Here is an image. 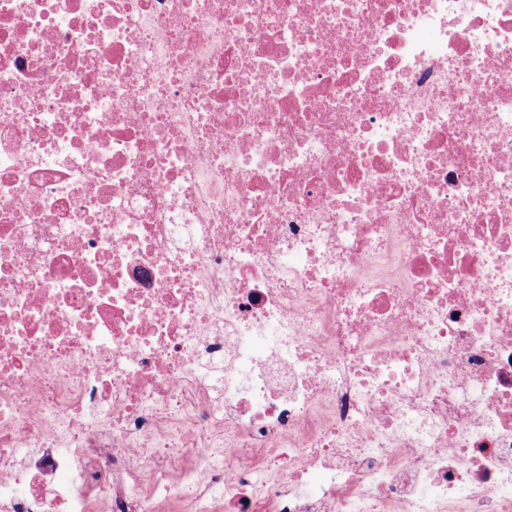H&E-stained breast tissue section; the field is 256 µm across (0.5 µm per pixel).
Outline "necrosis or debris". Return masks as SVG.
Returning <instances> with one entry per match:
<instances>
[{"mask_svg": "<svg viewBox=\"0 0 512 512\" xmlns=\"http://www.w3.org/2000/svg\"><path fill=\"white\" fill-rule=\"evenodd\" d=\"M0 512H512V0H0Z\"/></svg>", "mask_w": 512, "mask_h": 512, "instance_id": "4bbe7bcc", "label": "necrosis or debris"}]
</instances>
